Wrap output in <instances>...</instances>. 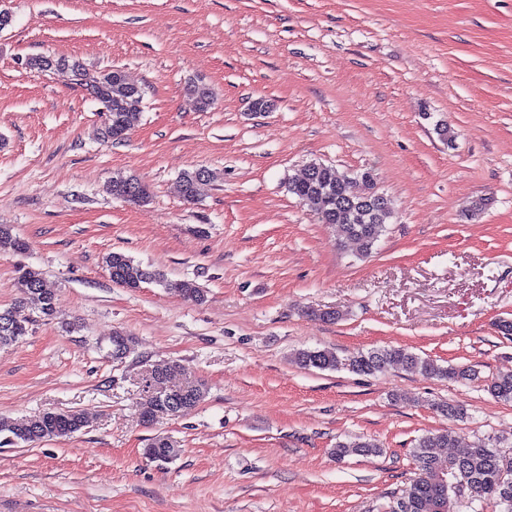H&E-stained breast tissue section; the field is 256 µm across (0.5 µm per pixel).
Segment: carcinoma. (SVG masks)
<instances>
[{
	"instance_id": "carcinoma-1",
	"label": "carcinoma",
	"mask_w": 512,
	"mask_h": 512,
	"mask_svg": "<svg viewBox=\"0 0 512 512\" xmlns=\"http://www.w3.org/2000/svg\"><path fill=\"white\" fill-rule=\"evenodd\" d=\"M29 66L37 70L53 67L70 69L87 87L90 94L106 112L100 135L108 141L120 142L138 125L143 112V91L128 82L124 72L113 69L98 77L89 75L78 60L66 57L37 55L29 59ZM203 109L213 101L211 89L200 81L186 85ZM214 179L208 170L192 169L181 173L179 187L183 197L193 200L200 188ZM288 192L313 211L324 224H334L342 237L355 241L365 255L372 253L387 232L392 218L391 200L378 192L371 172L355 174L339 172L322 163L308 165L304 175L291 180ZM109 192L116 199L139 203L148 198L147 188L132 176L112 177ZM28 243L13 235L10 227L0 225V250L21 253ZM105 267L112 283L136 291L145 283L156 282L170 293L187 301L201 303L205 294L195 282L187 279H169L153 272L122 252H111L105 257ZM18 297L11 307L0 308V346H10L29 333L33 317L49 319L55 314V295L48 288L42 273L31 267H20L14 279ZM110 356L122 361L134 352L132 337L115 332L110 339ZM295 362L304 368L321 371L346 369L359 375H374L391 366L419 372L429 377L457 381L474 380L478 372L470 366L437 363L397 346L357 351L340 356L329 349H300ZM485 390L496 400L512 403V371L493 375L484 380ZM205 386L198 381L174 384L164 391L144 390L140 404V419L151 424L161 417H176L186 409L194 408L204 400ZM432 409L448 419L463 418L466 411L447 401L431 403ZM86 426L84 414L77 410L49 411L35 418L0 417V446L33 445L55 438L69 437ZM453 452L445 454V449ZM181 449L168 437L156 436L143 449L153 462L168 464L180 455ZM381 453L372 439L338 441L332 455L340 462L347 457H375ZM416 462L415 477L410 489L387 505L386 512H454L456 499L466 496L473 509L486 502L501 505L512 500V453L501 449L500 441H478L465 448L460 446L454 431L442 428L416 441L412 448Z\"/></svg>"
}]
</instances>
